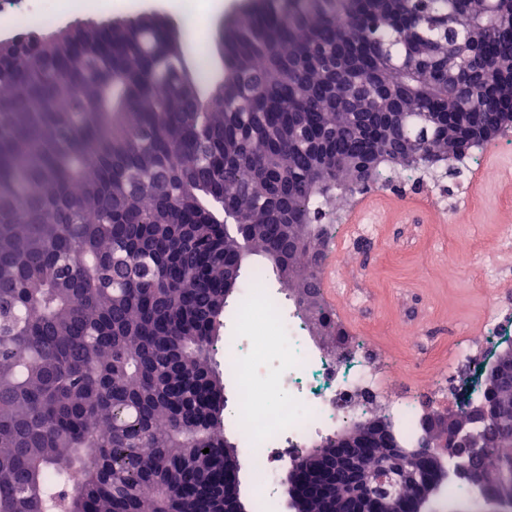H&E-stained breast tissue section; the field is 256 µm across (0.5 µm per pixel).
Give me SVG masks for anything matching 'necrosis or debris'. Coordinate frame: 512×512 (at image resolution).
Wrapping results in <instances>:
<instances>
[{
  "instance_id": "obj_1",
  "label": "necrosis or debris",
  "mask_w": 512,
  "mask_h": 512,
  "mask_svg": "<svg viewBox=\"0 0 512 512\" xmlns=\"http://www.w3.org/2000/svg\"><path fill=\"white\" fill-rule=\"evenodd\" d=\"M259 309L277 333L289 396L271 394L265 403H258L252 361L233 354L228 367L237 390L236 424L251 447L248 466L266 478L253 491L260 510L276 493L268 476L281 462L303 455L328 427L362 417L376 402L383 403L387 415L398 421L403 436L411 435L418 417L404 394L408 379H394L379 370L369 347L352 346L336 362L324 361L307 346L300 318L283 315L279 304L258 289L249 290L241 303L239 325H247Z\"/></svg>"
}]
</instances>
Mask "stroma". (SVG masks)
Returning <instances> with one entry per match:
<instances>
[{"mask_svg":"<svg viewBox=\"0 0 512 512\" xmlns=\"http://www.w3.org/2000/svg\"><path fill=\"white\" fill-rule=\"evenodd\" d=\"M83 15L89 22H109L144 10L176 21L192 47L198 71H210L216 30L235 15L240 0H112L111 11L99 0ZM485 157L464 175L444 180L445 193L429 213L408 212L412 191L382 194L378 223L360 225L354 240L337 249L336 286L345 298L336 313L350 342L375 350L394 374L412 375L410 402L417 412L441 411L438 399L453 373L476 372L512 346V329L494 325L512 310V183L486 180ZM475 183L472 203L460 201L466 183ZM457 262H449V254ZM224 334L239 356L258 360L254 379L258 397L280 388L282 370L277 343L262 320L240 330L224 319Z\"/></svg>","mask_w":512,"mask_h":512,"instance_id":"obj_1","label":"stroma"}]
</instances>
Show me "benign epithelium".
<instances>
[{
	"instance_id": "obj_1",
	"label": "benign epithelium",
	"mask_w": 512,
	"mask_h": 512,
	"mask_svg": "<svg viewBox=\"0 0 512 512\" xmlns=\"http://www.w3.org/2000/svg\"><path fill=\"white\" fill-rule=\"evenodd\" d=\"M487 388L512 387V373L499 363L484 372ZM427 432L418 453L402 448L381 424L367 423L337 436L331 444L309 450L300 465L288 470L289 512H309L311 503L319 512H378L382 496L396 487L408 485L414 494L408 498V512H433L432 502L440 488L449 481H464L470 493L488 504L492 512L512 502V463L493 470L473 471L463 462L475 456L469 430L458 428L445 414L426 412L423 415ZM382 448L381 465L368 469L366 454H357L352 447ZM433 459L428 473L406 464L420 456ZM238 467L224 468V497L233 510H241Z\"/></svg>"
}]
</instances>
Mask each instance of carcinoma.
<instances>
[{"instance_id":"obj_1","label":"carcinoma","mask_w":512,"mask_h":512,"mask_svg":"<svg viewBox=\"0 0 512 512\" xmlns=\"http://www.w3.org/2000/svg\"><path fill=\"white\" fill-rule=\"evenodd\" d=\"M20 32L0 43V512H224L213 353L243 267L302 314L365 152L399 143L418 173L479 146L512 107V0H258L214 79L149 13ZM316 320L346 342L330 306ZM511 399L482 393L472 468L512 461Z\"/></svg>"}]
</instances>
